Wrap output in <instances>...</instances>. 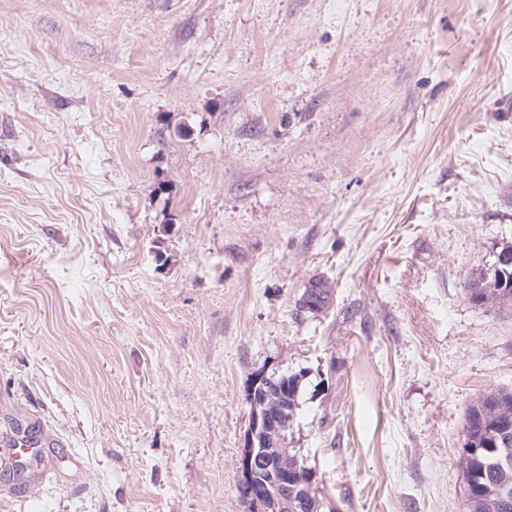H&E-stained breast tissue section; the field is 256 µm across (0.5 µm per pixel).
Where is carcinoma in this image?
I'll use <instances>...</instances> for the list:
<instances>
[{"label": "carcinoma", "instance_id": "carcinoma-1", "mask_svg": "<svg viewBox=\"0 0 512 512\" xmlns=\"http://www.w3.org/2000/svg\"><path fill=\"white\" fill-rule=\"evenodd\" d=\"M511 275L499 282L493 267L467 283L470 298L489 308L512 300ZM329 302V290L318 284L306 291L299 307L318 311ZM512 391L491 390L465 414L464 443L459 467L464 479L468 512H512Z\"/></svg>", "mask_w": 512, "mask_h": 512}]
</instances>
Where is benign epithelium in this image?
<instances>
[{
    "label": "benign epithelium",
    "instance_id": "obj_1",
    "mask_svg": "<svg viewBox=\"0 0 512 512\" xmlns=\"http://www.w3.org/2000/svg\"><path fill=\"white\" fill-rule=\"evenodd\" d=\"M295 383L286 376H258L249 393L250 420L237 465L248 512H298L307 502L313 473L288 448L296 406Z\"/></svg>",
    "mask_w": 512,
    "mask_h": 512
}]
</instances>
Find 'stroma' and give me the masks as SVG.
Here are the masks:
<instances>
[{
  "instance_id": "stroma-1",
  "label": "stroma",
  "mask_w": 512,
  "mask_h": 512,
  "mask_svg": "<svg viewBox=\"0 0 512 512\" xmlns=\"http://www.w3.org/2000/svg\"><path fill=\"white\" fill-rule=\"evenodd\" d=\"M504 245L512 0H0V512H245L260 373L321 512H467ZM494 262L477 278L467 283L470 298L476 304L493 308L505 301L512 300V266L508 267L509 276H505L504 283H500L493 266Z\"/></svg>"
}]
</instances>
